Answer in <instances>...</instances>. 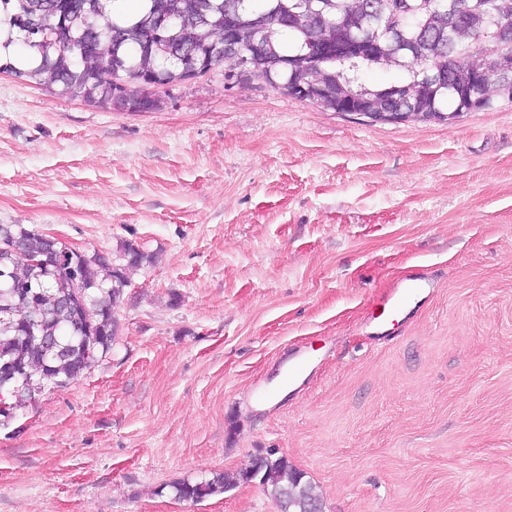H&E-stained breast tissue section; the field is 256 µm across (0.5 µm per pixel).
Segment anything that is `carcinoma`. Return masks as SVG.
Returning a JSON list of instances; mask_svg holds the SVG:
<instances>
[{"instance_id":"obj_1","label":"carcinoma","mask_w":512,"mask_h":512,"mask_svg":"<svg viewBox=\"0 0 512 512\" xmlns=\"http://www.w3.org/2000/svg\"><path fill=\"white\" fill-rule=\"evenodd\" d=\"M107 2L0 0L3 6L13 4L11 25L28 52L41 58L33 69L6 62L0 72L47 88L57 86L63 95L101 106L112 95L105 77L114 68L132 84L152 77L162 87L192 69L223 64L213 55L222 32L210 28L208 20L230 8L241 21L245 45L253 36L251 22L263 20L265 54L272 66L250 76L274 88L286 84L292 89L309 80L310 46L340 29L364 48L324 57L319 80L332 93L391 107L418 94L425 103L422 117L443 121L467 111V77L485 70L487 78L479 87L482 109L493 108L499 99L512 102V85L500 84L488 65L474 60L481 47H495L512 57V45L503 47L499 41V24L512 19V0H143V10L131 20L107 9ZM285 11L298 16V22L284 25ZM25 20L76 42L81 52L37 49L30 45ZM389 21L401 35L394 42L380 39L384 52L375 53L368 41ZM381 67L400 76L384 84L360 81V72ZM4 238L12 250H0V392L9 394L16 411L46 383L64 387L80 377L98 352L112 346L128 272L151 261L152 255L134 242L124 243L114 256L99 251L85 255L77 271L87 293L77 303L58 257L60 246L17 224H0V240ZM28 256L41 264H27ZM252 481L263 487L280 512H307L308 503H321L305 474L272 452L236 474L183 479L171 488L177 498L199 502Z\"/></svg>"}]
</instances>
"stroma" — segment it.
Returning a JSON list of instances; mask_svg holds the SVG:
<instances>
[{
  "mask_svg": "<svg viewBox=\"0 0 512 512\" xmlns=\"http://www.w3.org/2000/svg\"><path fill=\"white\" fill-rule=\"evenodd\" d=\"M225 72L153 112L0 74V224L153 256L111 348L0 418V512H278L169 489L270 451L324 512H512V103L382 123ZM427 270L423 267L416 268L405 281L386 299L382 301L384 308L397 310L406 305L415 295L423 294L431 287Z\"/></svg>",
  "mask_w": 512,
  "mask_h": 512,
  "instance_id": "35a3bbf8",
  "label": "stroma"
}]
</instances>
